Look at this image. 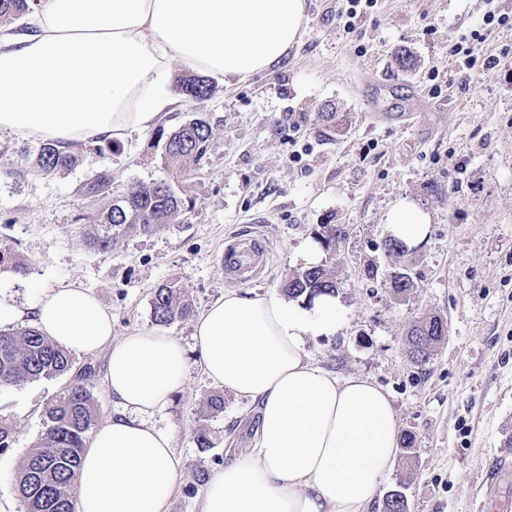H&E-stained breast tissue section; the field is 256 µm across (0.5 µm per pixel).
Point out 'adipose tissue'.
<instances>
[{"mask_svg":"<svg viewBox=\"0 0 512 512\" xmlns=\"http://www.w3.org/2000/svg\"><path fill=\"white\" fill-rule=\"evenodd\" d=\"M306 0H35L25 26L0 27V132L76 143L122 141L170 110L171 63L244 82L278 67L304 35ZM431 217L394 201L386 237L422 246ZM337 296L296 304L225 291L196 319L199 366L256 402L251 448L217 470L201 512H368L399 451L389 392L318 367L312 336L341 329ZM32 320L58 347L106 351L119 410L92 435L75 512H168L181 459L153 416L183 389L188 357L173 337L112 336V316L77 284L43 289L32 310L0 301V327Z\"/></svg>","mask_w":512,"mask_h":512,"instance_id":"1","label":"adipose tissue"}]
</instances>
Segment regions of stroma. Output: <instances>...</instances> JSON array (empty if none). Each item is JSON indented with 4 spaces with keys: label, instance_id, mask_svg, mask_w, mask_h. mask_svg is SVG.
<instances>
[{
    "label": "stroma",
    "instance_id": "obj_1",
    "mask_svg": "<svg viewBox=\"0 0 512 512\" xmlns=\"http://www.w3.org/2000/svg\"><path fill=\"white\" fill-rule=\"evenodd\" d=\"M305 35L279 68L242 83L214 81L195 106L180 88L190 69L172 64V112L102 156L78 145L84 162L49 175L33 172L37 142L0 134V247L23 258L26 275L0 271V299L25 308L41 289L77 282L112 314V333H163L193 346V318L230 284L221 260L231 235L265 237L262 278L240 294L278 291L303 268L321 224L343 231L319 262L335 268L342 330L309 339L321 368L359 373L386 389L401 436L412 439L380 484L372 512L390 491L407 512H490L488 498L512 504V65L466 75L448 51L477 29L485 13L512 16V0H378L352 34L340 28L339 0H306ZM415 64L399 69L398 50ZM345 128L321 133L324 105ZM215 128L199 162L174 169L159 131H173L191 111ZM108 170L112 193L88 204L80 187ZM165 180L192 203L155 233L133 234L107 252L90 249L78 217L107 208L138 183ZM432 216L422 248L401 266L384 255V215L397 198ZM374 276H366L367 265ZM415 286L395 296L397 268ZM183 289L194 315L159 325L156 288ZM425 315L448 324V336L423 364L409 356L407 333ZM71 375L0 386V415L14 424L0 453V512H24L18 467L43 432L44 403ZM218 394L224 410L209 411ZM153 421L167 431L184 467L169 512H199L204 486L247 447L259 425L256 404L226 393L197 363L183 390ZM209 447L195 441L198 427Z\"/></svg>",
    "mask_w": 512,
    "mask_h": 512
}]
</instances>
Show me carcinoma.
I'll return each mask as SVG.
<instances>
[{
  "label": "carcinoma",
  "instance_id": "obj_1",
  "mask_svg": "<svg viewBox=\"0 0 512 512\" xmlns=\"http://www.w3.org/2000/svg\"><path fill=\"white\" fill-rule=\"evenodd\" d=\"M28 0H0V20L25 12ZM184 95L201 104L211 95L209 80L190 75L182 80ZM215 135L214 128L202 116L181 123L165 137L164 151L174 166L202 159ZM83 162V155L56 144H41L32 168L42 174L72 168ZM111 179L104 171L94 173L81 188L89 198L105 195ZM185 211V200L166 181L135 185L127 194L112 201L104 211L95 210L79 216L88 246L108 251L130 234H149L162 229ZM316 239L330 249L336 244V225L321 224ZM0 269L25 275L27 264L8 248H0ZM282 293L290 299L335 293V271L315 265L287 273L281 280ZM153 320L161 325L184 320L192 315L183 289L176 284L155 290L151 301ZM447 323L439 316L425 317L409 332L413 357L427 361L433 348L447 337ZM73 367L70 353L57 347L35 328L0 330V385L20 386L40 379L69 373ZM94 373L86 367L73 381L45 404L42 412L44 431L40 443L21 462L16 488L25 512H73L74 480L80 465L85 434L98 422L99 408L87 386Z\"/></svg>",
  "mask_w": 512,
  "mask_h": 512
}]
</instances>
